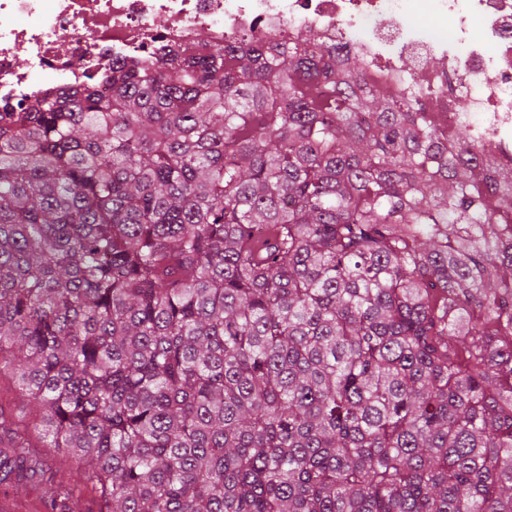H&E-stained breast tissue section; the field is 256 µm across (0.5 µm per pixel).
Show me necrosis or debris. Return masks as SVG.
Listing matches in <instances>:
<instances>
[{"mask_svg":"<svg viewBox=\"0 0 512 512\" xmlns=\"http://www.w3.org/2000/svg\"><path fill=\"white\" fill-rule=\"evenodd\" d=\"M449 19L442 35L424 25ZM314 37L368 83L415 98L444 131L467 127L512 159V0H0V104L78 87L203 36ZM439 69H429L432 61ZM491 77L487 90L476 82Z\"/></svg>","mask_w":512,"mask_h":512,"instance_id":"necrosis-or-debris-1","label":"necrosis or debris"}]
</instances>
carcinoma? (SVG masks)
Listing matches in <instances>:
<instances>
[{"label": "carcinoma", "instance_id": "1", "mask_svg": "<svg viewBox=\"0 0 512 512\" xmlns=\"http://www.w3.org/2000/svg\"><path fill=\"white\" fill-rule=\"evenodd\" d=\"M104 82L0 111V370L100 512H512V168L307 37Z\"/></svg>", "mask_w": 512, "mask_h": 512}]
</instances>
